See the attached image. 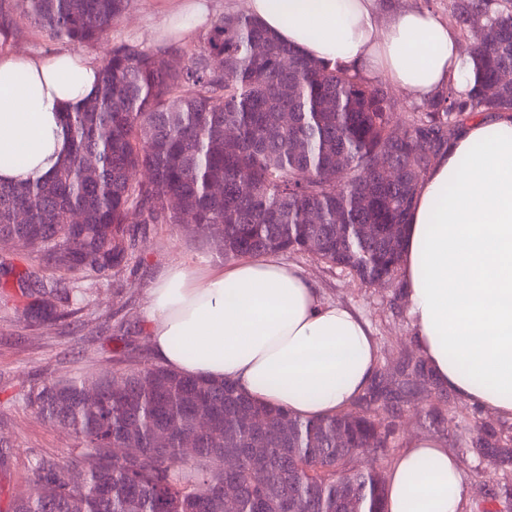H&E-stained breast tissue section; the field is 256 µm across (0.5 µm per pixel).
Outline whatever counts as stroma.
Masks as SVG:
<instances>
[{
  "label": "stroma",
  "mask_w": 512,
  "mask_h": 512,
  "mask_svg": "<svg viewBox=\"0 0 512 512\" xmlns=\"http://www.w3.org/2000/svg\"><path fill=\"white\" fill-rule=\"evenodd\" d=\"M167 7L168 0H129L111 30L89 45L49 38L16 9L13 31L0 39V50L43 57L69 51L102 63L114 47L129 44L151 51L164 47L181 58L201 45L208 28L200 26L179 38L164 35ZM282 259L303 272L325 300L348 306L368 320L377 344L375 372L387 388L396 389L404 364L422 363L401 280L365 283L309 254L286 253ZM223 261L211 237L192 225H147L127 270L117 280L89 284L85 301L67 325H29L16 284L0 279V442L12 454L10 469L0 472V512L19 490L33 457L61 461L77 446L74 436L28 408L30 387L49 374L66 379L153 365L145 329L153 280L173 265L198 268ZM352 409L382 417L388 426L383 470L392 468L413 438H436L456 457L468 480L460 512H512V457L502 454L512 449V419L463 402L429 373L413 377L409 393L396 401L364 394Z\"/></svg>",
  "instance_id": "stroma-1"
}]
</instances>
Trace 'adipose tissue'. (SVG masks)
<instances>
[{"label":"adipose tissue","instance_id":"obj_1","mask_svg":"<svg viewBox=\"0 0 512 512\" xmlns=\"http://www.w3.org/2000/svg\"><path fill=\"white\" fill-rule=\"evenodd\" d=\"M269 32L302 54L384 76L425 101L466 92L474 64L458 31L427 9L384 0H249ZM100 67L70 53H0V182L53 171L66 112L98 90ZM417 345L442 388L512 418V113H475L422 180L402 246ZM146 329L156 360L233 381L307 417L348 408L370 384L368 322L326 301L274 253L152 284ZM388 512H459L467 483L437 439L411 440L387 476Z\"/></svg>","mask_w":512,"mask_h":512}]
</instances>
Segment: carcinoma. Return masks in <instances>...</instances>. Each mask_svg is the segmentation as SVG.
<instances>
[{"mask_svg": "<svg viewBox=\"0 0 512 512\" xmlns=\"http://www.w3.org/2000/svg\"><path fill=\"white\" fill-rule=\"evenodd\" d=\"M128 0H17L55 39L90 43L105 35ZM478 80L413 111L393 129L394 104L339 64L310 59L251 16L227 15L182 63L162 52L118 46L101 67L97 93L65 115L70 151L47 176L0 184V237L29 267L15 272L24 314L52 326L73 311L43 304L55 294L81 301L69 283L121 276L135 248L132 223L179 224L211 236L224 260L269 252L308 253L366 283L391 280L419 184L472 112L512 111V0H455ZM475 13L485 25H470ZM293 93H288V88ZM237 129L232 140L224 128ZM97 160L95 173L84 168ZM397 169L388 180L378 161ZM139 171L147 180L133 178ZM222 187L215 193L212 188ZM81 216L71 224L70 212ZM22 212L25 223H15ZM370 224L366 236L358 226ZM97 389L94 401L85 397ZM43 419L70 431V463L85 489L74 493L52 458L34 459L24 490L6 512H386L377 465L349 469L351 456L378 461L381 421L351 412L304 417L254 400L228 380L185 376L164 366L47 380L26 394ZM204 413L209 424L195 426ZM258 414L256 427L247 414ZM195 444L192 455L182 448ZM132 443L129 458L112 448ZM240 458L234 504L215 491L224 455ZM261 466L268 482L253 483ZM56 484L53 497L44 485Z\"/></svg>", "mask_w": 512, "mask_h": 512, "instance_id": "1", "label": "carcinoma"}]
</instances>
